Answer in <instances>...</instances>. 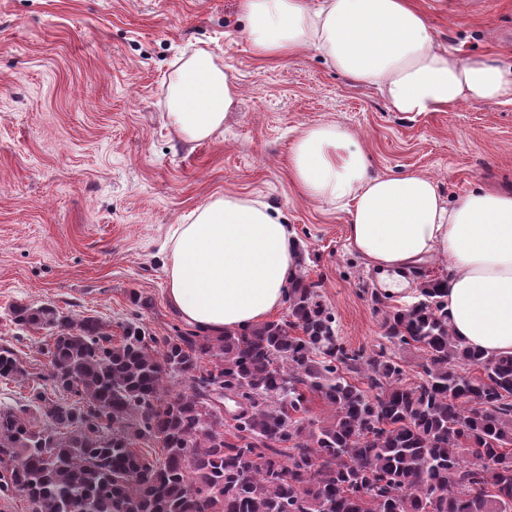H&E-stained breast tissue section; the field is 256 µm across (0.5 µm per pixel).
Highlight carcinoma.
I'll return each mask as SVG.
<instances>
[{"label": "carcinoma", "mask_w": 512, "mask_h": 512, "mask_svg": "<svg viewBox=\"0 0 512 512\" xmlns=\"http://www.w3.org/2000/svg\"><path fill=\"white\" fill-rule=\"evenodd\" d=\"M442 287L424 282L384 321L390 343L425 353L413 387L396 354L345 347L299 272L284 317L222 338L129 323L114 345L95 317L16 305L19 330L52 332L49 379L68 397L33 389L38 430L0 407V497L30 512H512V356L485 358L452 336ZM23 375L1 345L0 381ZM172 378L187 390L170 395ZM217 390L238 405L231 441ZM309 392L330 421L308 417ZM155 439L161 456L133 450Z\"/></svg>", "instance_id": "carcinoma-1"}]
</instances>
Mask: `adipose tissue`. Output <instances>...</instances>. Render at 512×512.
<instances>
[{
	"mask_svg": "<svg viewBox=\"0 0 512 512\" xmlns=\"http://www.w3.org/2000/svg\"><path fill=\"white\" fill-rule=\"evenodd\" d=\"M240 9L260 59L318 52L353 83L375 88L392 111L512 104V64L460 58L434 37L414 0H240ZM239 95L224 67L197 51L169 84L168 121L184 141L211 139ZM289 162L304 196L348 214L350 244L374 269L447 254L442 300L451 334L484 356L512 355V188L478 187L445 203L425 174H372L357 138L333 124L304 130ZM173 240L167 299L189 327L220 336L282 307L298 252L281 212L251 198H217L177 225Z\"/></svg>",
	"mask_w": 512,
	"mask_h": 512,
	"instance_id": "ef3b65f1",
	"label": "adipose tissue"
}]
</instances>
